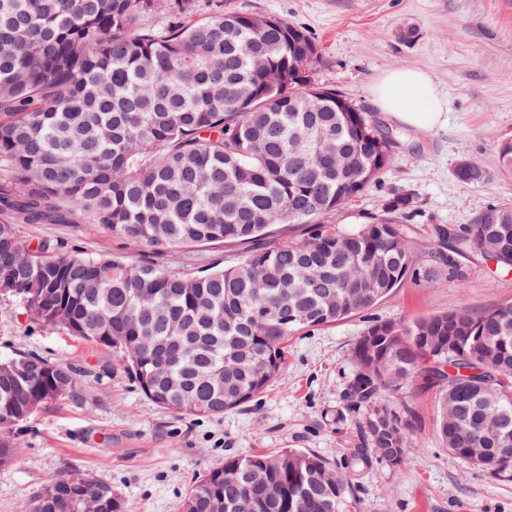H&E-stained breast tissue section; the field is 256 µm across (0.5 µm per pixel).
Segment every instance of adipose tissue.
I'll use <instances>...</instances> for the list:
<instances>
[{
    "mask_svg": "<svg viewBox=\"0 0 512 512\" xmlns=\"http://www.w3.org/2000/svg\"><path fill=\"white\" fill-rule=\"evenodd\" d=\"M372 94L382 112L410 129L430 132L444 123L448 103L430 75L422 70L385 71L376 78Z\"/></svg>",
    "mask_w": 512,
    "mask_h": 512,
    "instance_id": "adipose-tissue-1",
    "label": "adipose tissue"
}]
</instances>
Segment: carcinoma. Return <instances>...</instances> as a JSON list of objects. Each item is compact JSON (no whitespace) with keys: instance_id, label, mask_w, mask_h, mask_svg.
I'll list each match as a JSON object with an SVG mask.
<instances>
[{"instance_id":"carcinoma-1","label":"carcinoma","mask_w":512,"mask_h":512,"mask_svg":"<svg viewBox=\"0 0 512 512\" xmlns=\"http://www.w3.org/2000/svg\"><path fill=\"white\" fill-rule=\"evenodd\" d=\"M209 0H0V295L33 318L127 356L151 403L220 417L283 376L282 344L367 310L407 279L462 277L476 253L512 267V207L436 228L418 266L396 192L353 229L327 224L390 163L395 135L336 108L313 78L320 54L285 19L213 10ZM96 224L157 255L217 242L237 262L199 275L151 258L89 256L18 224ZM277 224L301 233L259 241ZM456 337L448 344V337ZM347 398L371 412L373 457L409 460L414 414L376 405L385 392L439 395L437 432L463 455L460 432L492 419L512 433V303L366 326L352 351ZM71 362L37 355L0 368V467L10 431L74 394ZM473 464L511 477L498 457ZM41 512H128L107 484L71 469ZM347 473L299 449L224 457L187 492L182 512H340Z\"/></svg>"}]
</instances>
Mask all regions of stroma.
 Masks as SVG:
<instances>
[{
    "mask_svg": "<svg viewBox=\"0 0 512 512\" xmlns=\"http://www.w3.org/2000/svg\"><path fill=\"white\" fill-rule=\"evenodd\" d=\"M213 6L276 15L305 29L320 50L316 81L380 129L396 131L388 169L336 213V223L367 222L390 193H410L418 206L410 235L423 265L433 226L472 224L490 206H512V173L502 172L497 154L500 142L512 140V0H214ZM403 26L415 28L416 38L399 39ZM405 67L426 71L448 101L444 124L431 133L395 127L373 101L375 78ZM464 159L484 170L483 180L458 179ZM17 233L33 245L54 236L93 256L134 260L144 252L92 224H21ZM239 255V246L219 242L180 250L176 259L194 274L234 264ZM461 269L463 280H409L368 311L292 336L284 378L219 418L174 417L128 379L121 352L35 321L18 300L0 297V359L33 353L86 372L72 396L13 430L17 460L0 467V512H21L45 484L74 468L110 484L130 512H181L196 476L228 455L298 448L344 462L362 442L365 414L350 411L343 393L354 373L351 351L366 325L512 302V268L475 256ZM383 401L394 411L415 412L417 446L402 467L375 460L358 470L342 512H512V480L457 457L438 438L434 390Z\"/></svg>",
    "mask_w": 512,
    "mask_h": 512,
    "instance_id": "obj_1",
    "label": "stroma"
}]
</instances>
